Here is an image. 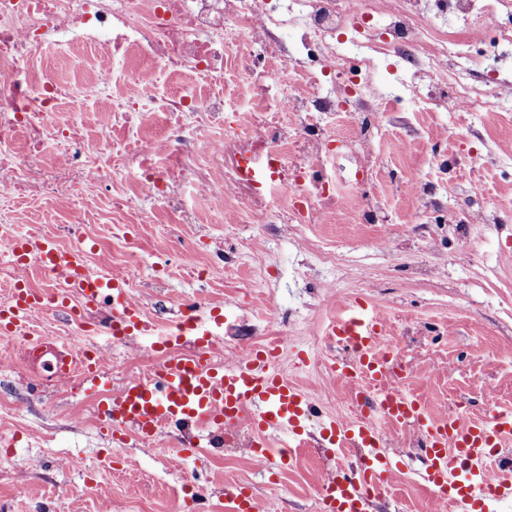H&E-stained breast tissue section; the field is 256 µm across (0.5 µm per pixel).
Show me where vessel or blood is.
Wrapping results in <instances>:
<instances>
[{"mask_svg": "<svg viewBox=\"0 0 512 512\" xmlns=\"http://www.w3.org/2000/svg\"><path fill=\"white\" fill-rule=\"evenodd\" d=\"M57 273L61 292L48 295L15 282L0 300V334L32 336L30 317L37 309H63L71 317L86 318L108 311L99 328L131 343L134 336L150 333L141 306L132 298L129 279L122 274L91 270L80 249L66 250L47 239L20 241L13 252L16 270L29 263ZM216 320L202 321L188 313L173 330L156 337L149 349L161 354L153 375L109 391L110 380L101 366V350L71 352L51 346L56 359L55 382L77 378L79 387L97 400L100 424L132 432L143 441L171 429H208L228 433L245 426L257 433L250 455L267 471L282 467L293 457V447H273L271 432L298 435L306 426L311 405L306 393L288 381L276 366L275 344L253 347L227 365L217 363ZM384 324L375 308L355 302L325 330L334 345L352 350L349 359L331 358L328 372L352 387L370 394L358 397V409H369L375 421L359 418L333 420L328 430L336 453L361 449L355 469L331 472L317 489L324 512H368L372 498L383 492L398 469L378 427L418 428L425 440V477L439 498H452L461 512H484L488 500H512V462L498 453L512 443V417L492 415L483 420L451 412L441 418L429 415L420 398L401 393L403 377L392 358L380 349Z\"/></svg>", "mask_w": 512, "mask_h": 512, "instance_id": "1", "label": "vessel or blood"}]
</instances>
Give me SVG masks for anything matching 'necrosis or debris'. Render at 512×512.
I'll return each instance as SVG.
<instances>
[{
	"instance_id": "necrosis-or-debris-1",
	"label": "necrosis or debris",
	"mask_w": 512,
	"mask_h": 512,
	"mask_svg": "<svg viewBox=\"0 0 512 512\" xmlns=\"http://www.w3.org/2000/svg\"><path fill=\"white\" fill-rule=\"evenodd\" d=\"M359 15L378 16L389 35L360 38L361 48L394 51L411 62L428 53L435 108L512 112L498 73L489 74L481 93L459 78L489 58L477 45L479 32L490 34L494 49L512 51V0H0V198L48 189L73 201L70 221L81 224L90 194L112 182L108 138L92 144L78 122H51L72 91L35 66L45 47L63 45L82 54L89 87L111 96L103 114L118 109L128 121L157 112L194 114L193 128L179 136L164 166L154 163L155 142L132 143L128 169L141 197L165 201L163 181L195 176L190 160L201 155L220 173L201 181V192L246 212L250 223H272L280 198L292 223H320L336 198L327 188L318 115L345 119L349 135L339 150L352 164L350 185L362 199L370 179L357 149L388 112L389 92L375 88L336 47L337 33ZM286 24L302 29L307 60L282 87L272 71L255 67L254 57L259 49L277 55L270 34ZM329 71L358 78L356 104L341 108L324 94ZM164 75L192 85L159 96ZM86 151L94 163L82 164ZM270 153L284 167L261 191L242 177L241 165Z\"/></svg>"
}]
</instances>
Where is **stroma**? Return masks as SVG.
I'll return each mask as SVG.
<instances>
[{"instance_id":"35a3bbf8","label":"stroma","mask_w":512,"mask_h":512,"mask_svg":"<svg viewBox=\"0 0 512 512\" xmlns=\"http://www.w3.org/2000/svg\"><path fill=\"white\" fill-rule=\"evenodd\" d=\"M426 70V59L410 65L393 55L371 70L378 88L402 97L369 144L378 222L351 224L338 209L324 224H291L282 209L273 223L252 224L200 196L192 182L172 187L171 204L142 199L116 212L112 191L135 194L121 166L113 189L93 197L80 232H72L65 203L51 197L32 220L56 245L85 247L91 269L130 268L131 294L153 332L172 329L192 299L202 314L218 308L230 316L219 362L278 340V369L310 396L322 421L350 414L351 388L325 367L337 349L324 329L355 301L384 318V345L406 371L403 390L433 415L512 414V112L433 111L405 94L413 84L427 89ZM416 181L423 192L412 191ZM478 209L492 220L450 221L452 212ZM323 252L336 264H321ZM187 254L195 266L183 263ZM107 353L116 387L156 361L122 344ZM32 376L19 360L0 366V512H178L200 482L209 512H228L240 482L266 512H318L316 489L330 471L320 423L309 425L294 462L274 473L250 467L247 432L230 444L204 439L180 461L178 437L114 439L91 396L52 381L31 390ZM383 432L402 468L370 512H455L420 473V434ZM71 455L82 458L81 469L66 467Z\"/></svg>"}]
</instances>
